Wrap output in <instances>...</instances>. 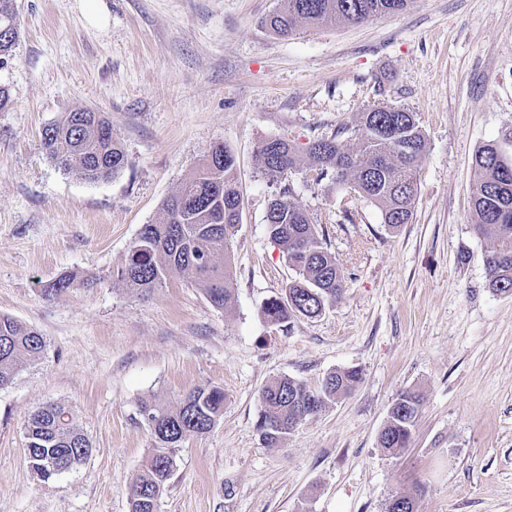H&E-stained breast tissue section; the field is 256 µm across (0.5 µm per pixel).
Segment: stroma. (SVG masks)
<instances>
[{
    "instance_id": "obj_1",
    "label": "stroma",
    "mask_w": 512,
    "mask_h": 512,
    "mask_svg": "<svg viewBox=\"0 0 512 512\" xmlns=\"http://www.w3.org/2000/svg\"><path fill=\"white\" fill-rule=\"evenodd\" d=\"M278 0H106L90 26L77 0H17L19 37L0 69V314L38 329L41 358L0 388V512H129L154 441L138 403L196 387L224 392L211 432L173 448L157 512H512V294L488 288L472 229V159H512V0H413L359 25L273 35ZM378 103L416 112L427 140L412 223L390 229L344 187L297 169L262 176L272 138L299 153L319 138L359 147L356 119ZM103 112L129 159L106 182L65 172L41 146L66 113ZM221 143L243 198L231 241L232 299L213 307L175 278L141 297L117 272L142 225ZM325 231L346 278L314 319L278 327L264 302L295 272L271 241L283 187ZM351 219H343L344 206ZM69 292L44 297L60 277ZM356 369L352 393L281 443L257 429L262 388H314ZM422 405L408 448L378 443L403 391ZM72 407L93 452L43 480L27 461L36 407Z\"/></svg>"
}]
</instances>
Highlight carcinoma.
I'll list each match as a JSON object with an SVG mask.
<instances>
[{"label":"carcinoma","instance_id":"obj_1","mask_svg":"<svg viewBox=\"0 0 512 512\" xmlns=\"http://www.w3.org/2000/svg\"><path fill=\"white\" fill-rule=\"evenodd\" d=\"M15 0H0V28L18 25ZM412 0H278L265 17L273 33L288 37L301 25L313 28L359 24L396 14ZM359 150L350 154L336 137L321 138L308 148L309 168L316 180L326 177L348 189L352 200L363 199L380 211L383 223L395 229L412 221L418 194L420 163L427 149L416 113L405 107L372 105L357 121ZM42 146L50 159L68 173L88 182L107 181L128 164L112 124L101 112L74 110L42 131ZM258 158L263 175L286 181L301 167V158L280 138L262 143ZM473 166L471 222L487 241L483 261L488 286L512 292V160L495 144L478 148ZM291 189L268 204L265 222L269 237L282 246L295 271L284 293L262 307L267 321L282 325L296 318H315L339 300L345 291L343 271L329 251L326 235L319 232L308 213L290 200ZM242 196L236 162L228 147L214 145L203 164L163 203L158 224H145L130 245L118 278L140 296H146L179 277L202 290L216 308L227 307L232 297L228 254L240 223ZM39 330L0 315V387L10 385L20 370L45 351ZM360 380L355 370L336 371L312 391L295 378L282 376L261 392L263 410L257 423L263 440L275 445L305 418L302 405L316 401L318 413L336 399L351 393ZM420 400L413 392L400 394L392 403L380 431V446L395 453L409 446L416 426ZM140 415L150 425L157 448L137 475L130 498V512H156L151 494L164 491L173 471L170 449L189 434L209 433L224 416V391L196 387L170 404L157 396L140 402ZM27 460L38 474L53 467L70 472L92 454V444L76 424L70 407L48 403L26 420Z\"/></svg>","mask_w":512,"mask_h":512}]
</instances>
